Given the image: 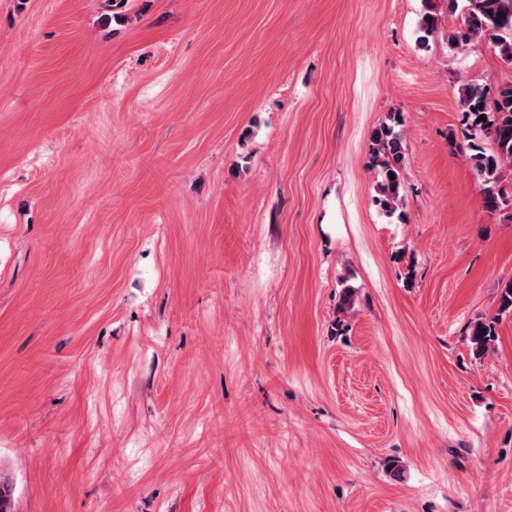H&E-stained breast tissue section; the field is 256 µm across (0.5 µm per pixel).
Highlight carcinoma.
Listing matches in <instances>:
<instances>
[{
    "label": "carcinoma",
    "instance_id": "1",
    "mask_svg": "<svg viewBox=\"0 0 512 512\" xmlns=\"http://www.w3.org/2000/svg\"><path fill=\"white\" fill-rule=\"evenodd\" d=\"M464 23L448 31V47L463 50L478 40L489 41L502 61L512 65V0H465ZM439 20L426 11L419 21V41L427 45L438 33ZM458 103L471 131L469 159L481 185L487 211L512 220V196L501 184L503 170L512 168V80L493 86L465 82L458 88ZM401 115L392 112L369 138V151L379 160L375 202L388 215L395 214L404 200L405 148L396 130ZM490 139L492 148L477 144ZM395 178H390V175ZM497 318L479 319L469 331L471 351L481 357L495 340ZM0 512H14V486L0 480Z\"/></svg>",
    "mask_w": 512,
    "mask_h": 512
}]
</instances>
